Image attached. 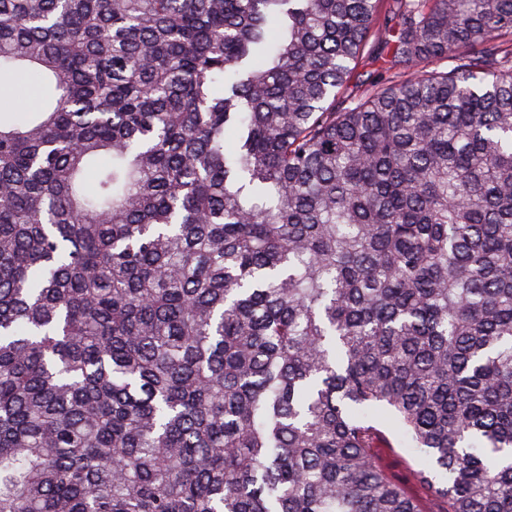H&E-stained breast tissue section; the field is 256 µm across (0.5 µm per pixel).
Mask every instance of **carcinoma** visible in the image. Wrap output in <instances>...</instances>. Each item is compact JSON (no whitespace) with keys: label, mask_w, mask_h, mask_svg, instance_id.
<instances>
[{"label":"carcinoma","mask_w":512,"mask_h":512,"mask_svg":"<svg viewBox=\"0 0 512 512\" xmlns=\"http://www.w3.org/2000/svg\"><path fill=\"white\" fill-rule=\"evenodd\" d=\"M379 5L0 0V512H512V0ZM2 102L18 101L27 109H36L40 98L37 85L28 76L11 75L0 80ZM395 446L396 448L385 449L380 456L384 469L395 482L401 484L411 494L423 499L427 511L436 512L442 504L413 479L414 452L397 444Z\"/></svg>","instance_id":"carcinoma-1"}]
</instances>
